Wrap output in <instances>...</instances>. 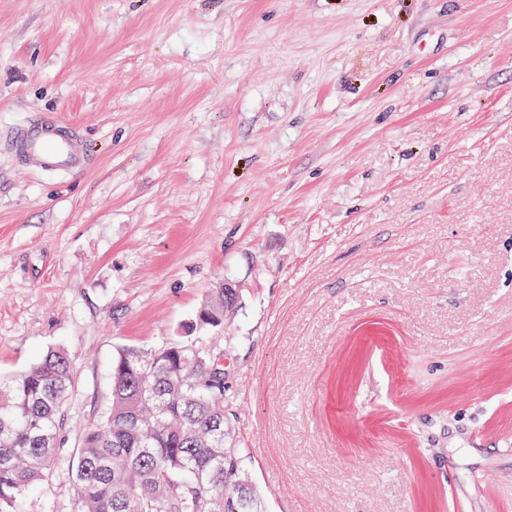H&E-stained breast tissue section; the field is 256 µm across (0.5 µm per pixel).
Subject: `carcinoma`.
Instances as JSON below:
<instances>
[{"label": "carcinoma", "mask_w": 512, "mask_h": 512, "mask_svg": "<svg viewBox=\"0 0 512 512\" xmlns=\"http://www.w3.org/2000/svg\"><path fill=\"white\" fill-rule=\"evenodd\" d=\"M236 298L214 289L195 328L223 331ZM227 363L197 336L120 351L107 411L79 440L77 512H266L224 403ZM72 381L61 350L0 380V506L47 481Z\"/></svg>", "instance_id": "1"}]
</instances>
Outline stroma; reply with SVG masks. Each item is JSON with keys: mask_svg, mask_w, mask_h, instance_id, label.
Wrapping results in <instances>:
<instances>
[{"mask_svg": "<svg viewBox=\"0 0 512 512\" xmlns=\"http://www.w3.org/2000/svg\"><path fill=\"white\" fill-rule=\"evenodd\" d=\"M0 377L63 350L75 512L112 363L238 290L224 400L267 512H512V0H0ZM2 144L24 166L40 172L74 174L87 169L92 160L82 132L55 116L9 128Z\"/></svg>", "mask_w": 512, "mask_h": 512, "instance_id": "obj_1", "label": "stroma"}]
</instances>
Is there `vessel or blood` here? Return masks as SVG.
<instances>
[{
    "label": "vessel or blood",
    "mask_w": 512,
    "mask_h": 512,
    "mask_svg": "<svg viewBox=\"0 0 512 512\" xmlns=\"http://www.w3.org/2000/svg\"><path fill=\"white\" fill-rule=\"evenodd\" d=\"M0 146L40 172L74 174L87 169L92 160L82 132L54 116L9 128L0 136Z\"/></svg>",
    "instance_id": "1"
}]
</instances>
